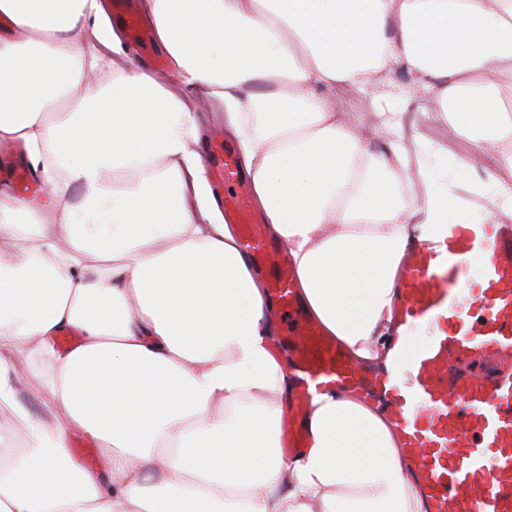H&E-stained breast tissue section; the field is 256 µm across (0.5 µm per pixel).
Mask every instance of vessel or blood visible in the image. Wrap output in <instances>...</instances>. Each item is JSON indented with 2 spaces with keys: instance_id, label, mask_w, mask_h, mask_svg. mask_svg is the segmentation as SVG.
<instances>
[{
  "instance_id": "vessel-or-blood-1",
  "label": "vessel or blood",
  "mask_w": 512,
  "mask_h": 512,
  "mask_svg": "<svg viewBox=\"0 0 512 512\" xmlns=\"http://www.w3.org/2000/svg\"><path fill=\"white\" fill-rule=\"evenodd\" d=\"M241 249L267 275L296 380L284 454L307 447L315 394L355 392L381 408L427 512H512V224L455 218L408 250L388 364L365 370L303 309L287 257L249 206L232 150L209 157Z\"/></svg>"
}]
</instances>
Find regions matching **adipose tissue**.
<instances>
[{"instance_id":"1","label":"adipose tissue","mask_w":512,"mask_h":512,"mask_svg":"<svg viewBox=\"0 0 512 512\" xmlns=\"http://www.w3.org/2000/svg\"><path fill=\"white\" fill-rule=\"evenodd\" d=\"M175 68L224 107L266 231L306 312L357 366L389 353L411 232L453 220L416 195L387 94L352 121L334 91L406 66L470 180L497 161L512 219V0H142ZM0 150L22 147L44 203L0 189V512H426L397 434L353 393L313 398L311 446L282 455L295 382L265 282L225 224L176 93L123 54L104 0H0ZM79 199H72L73 187ZM44 395L32 415L23 392ZM80 434L94 469L72 459Z\"/></svg>"}]
</instances>
